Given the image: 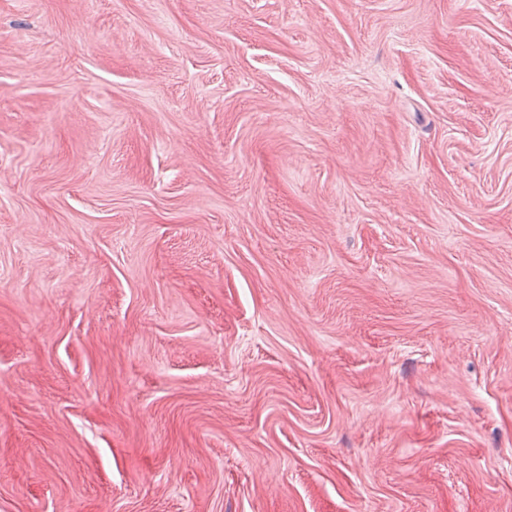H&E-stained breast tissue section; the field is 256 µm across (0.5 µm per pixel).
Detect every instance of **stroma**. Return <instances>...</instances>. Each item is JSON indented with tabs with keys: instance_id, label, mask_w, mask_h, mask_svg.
Here are the masks:
<instances>
[{
	"instance_id": "35a3bbf8",
	"label": "stroma",
	"mask_w": 512,
	"mask_h": 512,
	"mask_svg": "<svg viewBox=\"0 0 512 512\" xmlns=\"http://www.w3.org/2000/svg\"><path fill=\"white\" fill-rule=\"evenodd\" d=\"M0 512H512V0H0Z\"/></svg>"
}]
</instances>
